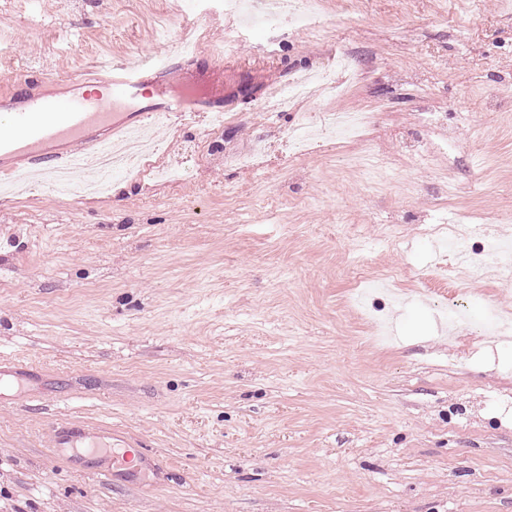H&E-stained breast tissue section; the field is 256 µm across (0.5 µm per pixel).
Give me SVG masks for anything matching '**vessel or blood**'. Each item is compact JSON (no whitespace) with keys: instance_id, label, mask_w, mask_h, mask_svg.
Masks as SVG:
<instances>
[{"instance_id":"vessel-or-blood-1","label":"vessel or blood","mask_w":512,"mask_h":512,"mask_svg":"<svg viewBox=\"0 0 512 512\" xmlns=\"http://www.w3.org/2000/svg\"><path fill=\"white\" fill-rule=\"evenodd\" d=\"M176 68L166 55L145 54L133 62L114 56L93 68L104 96L91 97L79 85L60 96L40 89L11 96L10 130L0 134V186L27 174L50 184L138 130L173 127L198 113L208 124L220 119L222 103L168 92ZM52 444L74 449L78 460L94 456L91 474L107 483L128 459L127 437L111 427L101 437L94 427L63 420L52 430Z\"/></svg>"}]
</instances>
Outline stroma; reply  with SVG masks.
<instances>
[{"label":"stroma","instance_id":"35a3bbf8","mask_svg":"<svg viewBox=\"0 0 512 512\" xmlns=\"http://www.w3.org/2000/svg\"><path fill=\"white\" fill-rule=\"evenodd\" d=\"M201 18L171 90L211 94L198 76L223 55L224 123L152 131L158 163L198 145L185 175L0 205V357L53 393L0 389V512H512V336L479 332L485 304L512 315V284L443 282L448 253L421 236L481 211L512 240V10L320 0L310 29L265 32L224 0H0V97L177 53ZM336 52L342 95H269ZM327 111L374 121L290 149ZM378 272L392 293L366 285ZM453 299L472 315L450 336ZM59 419L125 429L165 483L70 469Z\"/></svg>","mask_w":512,"mask_h":512}]
</instances>
